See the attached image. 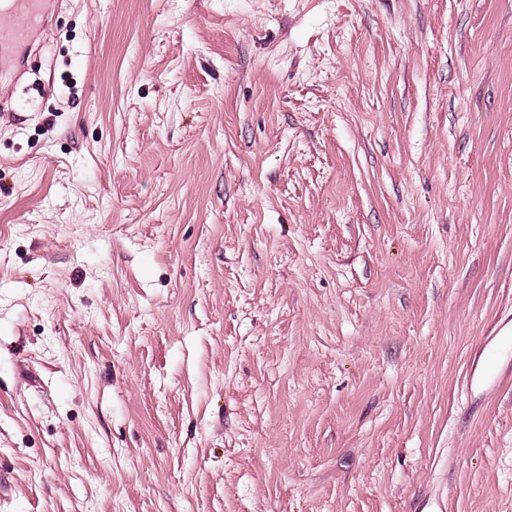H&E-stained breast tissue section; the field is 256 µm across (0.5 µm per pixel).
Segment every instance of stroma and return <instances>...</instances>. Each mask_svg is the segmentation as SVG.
I'll use <instances>...</instances> for the list:
<instances>
[{
	"mask_svg": "<svg viewBox=\"0 0 512 512\" xmlns=\"http://www.w3.org/2000/svg\"><path fill=\"white\" fill-rule=\"evenodd\" d=\"M0 86V512H512V0H61ZM500 331L501 327L492 330L490 336H486L482 344L476 349L468 370L467 383H470L471 386L478 376L484 374H491L496 379V383H500L510 376L512 378V370L510 375H504L499 371L492 373L490 370V364L498 355L500 347L509 343V338L501 336Z\"/></svg>",
	"mask_w": 512,
	"mask_h": 512,
	"instance_id": "35a3bbf8",
	"label": "stroma"
}]
</instances>
